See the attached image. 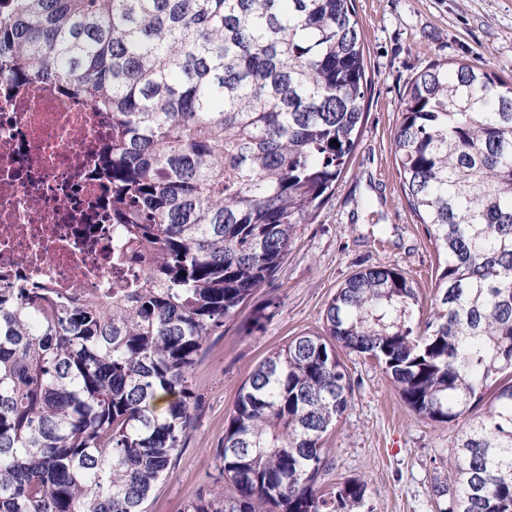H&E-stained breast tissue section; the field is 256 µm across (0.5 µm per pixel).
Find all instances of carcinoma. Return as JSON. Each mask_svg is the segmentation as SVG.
I'll return each mask as SVG.
<instances>
[{"mask_svg": "<svg viewBox=\"0 0 512 512\" xmlns=\"http://www.w3.org/2000/svg\"><path fill=\"white\" fill-rule=\"evenodd\" d=\"M112 113L101 169L123 275L98 297L0 287V512H149L199 411L191 369L270 285L357 147L368 75L352 0H0V74ZM338 144H332V141ZM408 207L444 256L432 316L387 266L359 270L321 333L241 386L222 480L185 512H343L316 483L376 360L417 416L457 422L446 512H512V82L434 63L393 136ZM149 257L144 272L134 266Z\"/></svg>", "mask_w": 512, "mask_h": 512, "instance_id": "1", "label": "carcinoma"}]
</instances>
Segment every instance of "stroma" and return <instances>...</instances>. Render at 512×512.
Here are the masks:
<instances>
[{
  "label": "stroma",
  "mask_w": 512,
  "mask_h": 512,
  "mask_svg": "<svg viewBox=\"0 0 512 512\" xmlns=\"http://www.w3.org/2000/svg\"><path fill=\"white\" fill-rule=\"evenodd\" d=\"M369 76L358 145L336 191L312 223L301 225L270 287L260 289L192 369L203 408L184 440L172 475L149 512H183L212 477L214 454L238 390L275 347L323 328L338 288L370 266L397 268L417 283L424 309L438 294L441 261L401 192L393 149L400 106L411 80L437 61L468 62L512 80V0H354ZM354 389L329 433V467L319 493L348 479L368 484L372 512H440L453 485L451 441L461 425L416 417L379 364L339 350Z\"/></svg>",
  "instance_id": "stroma-1"
}]
</instances>
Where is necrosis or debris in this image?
I'll use <instances>...</instances> for the list:
<instances>
[{"label":"necrosis or debris","instance_id":"obj_1","mask_svg":"<svg viewBox=\"0 0 512 512\" xmlns=\"http://www.w3.org/2000/svg\"><path fill=\"white\" fill-rule=\"evenodd\" d=\"M109 115L54 82L0 76V285L100 295L112 280L98 175Z\"/></svg>","mask_w":512,"mask_h":512}]
</instances>
